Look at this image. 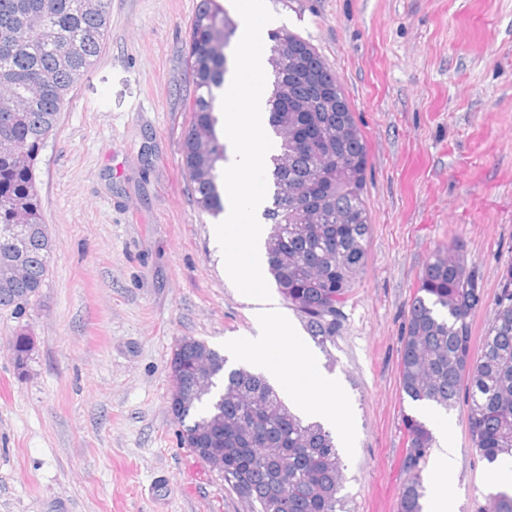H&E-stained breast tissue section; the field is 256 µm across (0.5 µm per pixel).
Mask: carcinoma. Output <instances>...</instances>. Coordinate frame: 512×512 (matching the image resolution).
<instances>
[{
  "instance_id": "carcinoma-1",
  "label": "carcinoma",
  "mask_w": 512,
  "mask_h": 512,
  "mask_svg": "<svg viewBox=\"0 0 512 512\" xmlns=\"http://www.w3.org/2000/svg\"><path fill=\"white\" fill-rule=\"evenodd\" d=\"M109 0H0V229L22 213L30 224L19 280L0 281V310L22 311L43 288L51 236L36 187L37 157L57 128L68 94L105 45ZM235 23L216 0H202L186 58L194 94L182 166L198 209L224 213V141L216 91L227 72L225 48ZM272 88L268 125L279 139L267 161L273 186L263 211L267 272L322 348L335 341L352 288L366 264L371 224L363 197L367 146L335 71L300 35L270 33ZM306 104L326 136L300 145L289 130L300 113L283 94ZM478 272L452 242L426 263L402 336L399 383L414 402L452 407L461 384L469 400L468 431L489 464L512 459V267L500 278L493 317L472 358L471 313L483 302ZM226 359L206 342L183 338L169 363V409L179 444L224 477L250 512H346L339 496L344 464L333 432L292 411L267 380ZM406 476L399 512H423L424 469L435 438L405 416ZM483 512H512V492L489 486Z\"/></svg>"
}]
</instances>
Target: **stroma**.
Segmentation results:
<instances>
[{"instance_id":"stroma-1","label":"stroma","mask_w":512,"mask_h":512,"mask_svg":"<svg viewBox=\"0 0 512 512\" xmlns=\"http://www.w3.org/2000/svg\"><path fill=\"white\" fill-rule=\"evenodd\" d=\"M200 0H110L105 47L38 157L54 240L39 296L0 311V512H247L223 477L177 442L169 362L178 340L228 355L255 332L256 300L224 272L215 218L182 167L192 120L186 45ZM332 65L367 145V262L334 344L306 385L341 391L337 446L348 512H398L401 338L431 253L459 241L485 302L479 338L512 266V0H267ZM35 348L25 374L10 349ZM468 401L445 411L457 512H480L495 470L475 452Z\"/></svg>"}]
</instances>
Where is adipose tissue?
Returning <instances> with one entry per match:
<instances>
[{
    "instance_id": "ef3b65f1",
    "label": "adipose tissue",
    "mask_w": 512,
    "mask_h": 512,
    "mask_svg": "<svg viewBox=\"0 0 512 512\" xmlns=\"http://www.w3.org/2000/svg\"><path fill=\"white\" fill-rule=\"evenodd\" d=\"M257 335L234 344V352L252 366L276 373L284 390L293 394L298 410L310 419L328 425L336 422L340 394L334 383H323L317 391L298 389L301 370L310 356L309 350L291 335L287 321L275 309L261 307L255 313ZM279 337V350H272L269 340ZM454 467V450L450 445L437 449L428 512H452L453 496L450 475Z\"/></svg>"
}]
</instances>
